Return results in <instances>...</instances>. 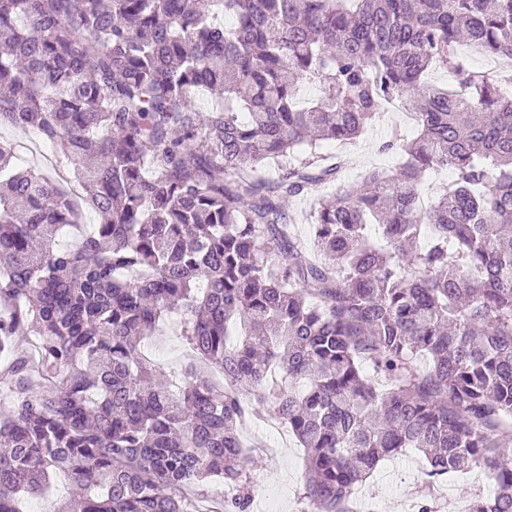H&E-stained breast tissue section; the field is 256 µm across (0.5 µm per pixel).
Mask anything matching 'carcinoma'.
I'll return each instance as SVG.
<instances>
[{
	"instance_id": "obj_1",
	"label": "carcinoma",
	"mask_w": 512,
	"mask_h": 512,
	"mask_svg": "<svg viewBox=\"0 0 512 512\" xmlns=\"http://www.w3.org/2000/svg\"><path fill=\"white\" fill-rule=\"evenodd\" d=\"M464 42L512 60V0H0V128L78 166L0 141V512L58 472L61 512H197L213 480L219 512H252L246 393L305 448L310 512H354L405 448L429 483L488 471L466 512H512V74L465 68ZM394 99L417 122L382 146L398 169L316 199L297 237L286 203L349 163L323 145ZM174 313L204 361L178 375L140 350ZM1 139L8 143L17 144L21 141L26 144L25 146L29 150H23V152H21L19 159L20 164H27L33 160L37 161L38 155L43 151L55 153L51 145L40 141L32 131L2 128L0 130V140Z\"/></svg>"
}]
</instances>
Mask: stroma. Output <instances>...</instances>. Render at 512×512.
<instances>
[{
  "mask_svg": "<svg viewBox=\"0 0 512 512\" xmlns=\"http://www.w3.org/2000/svg\"><path fill=\"white\" fill-rule=\"evenodd\" d=\"M412 134L413 125L399 114L377 121L349 148L351 165L342 179L351 182L372 168H394L395 154L383 151L382 145L393 130ZM144 354L165 372L179 371L192 359V351L181 334L179 316H172L162 331L144 340ZM244 442L263 446L253 484V512H308L305 492V450L287 427L271 426L268 415L259 406H252L242 426ZM420 452L404 449L380 463L374 474L356 492L358 507L368 512H416L420 497L431 498L439 512H464L467 501L476 495L488 494L492 480L480 469H472L426 484Z\"/></svg>",
  "mask_w": 512,
  "mask_h": 512,
  "instance_id": "35a3bbf8",
  "label": "stroma"
}]
</instances>
